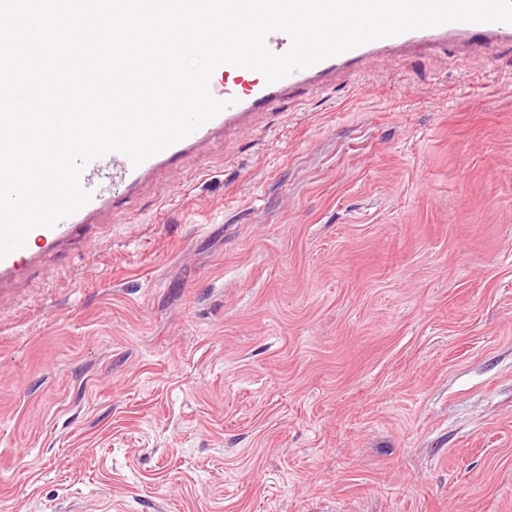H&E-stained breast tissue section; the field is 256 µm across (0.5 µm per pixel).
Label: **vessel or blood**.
I'll use <instances>...</instances> for the list:
<instances>
[{
  "instance_id": "1",
  "label": "vessel or blood",
  "mask_w": 512,
  "mask_h": 512,
  "mask_svg": "<svg viewBox=\"0 0 512 512\" xmlns=\"http://www.w3.org/2000/svg\"><path fill=\"white\" fill-rule=\"evenodd\" d=\"M456 39L473 40L490 49L502 42H512V24L460 22L412 30L365 43L313 66L295 70L273 83L261 76L244 84L239 80V67L231 64L218 66L210 78L209 89L215 98L226 101L223 111L188 137L140 165H132L120 153H111L90 162L81 175L83 188L92 194L90 201L54 227L31 230L24 248L0 260V283L40 265L65 240L92 225L95 216L117 209L120 201L103 188L104 179L122 184L126 194H133L143 183L172 167L182 157L210 144L226 131L242 129L253 113L272 109L295 89L316 87L340 71L359 76L367 62L412 44L431 49Z\"/></svg>"
}]
</instances>
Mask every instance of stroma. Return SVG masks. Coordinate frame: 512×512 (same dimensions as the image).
Segmentation results:
<instances>
[{
	"instance_id": "35a3bbf8",
	"label": "stroma",
	"mask_w": 512,
	"mask_h": 512,
	"mask_svg": "<svg viewBox=\"0 0 512 512\" xmlns=\"http://www.w3.org/2000/svg\"><path fill=\"white\" fill-rule=\"evenodd\" d=\"M0 286V512H512V50L409 47Z\"/></svg>"
}]
</instances>
